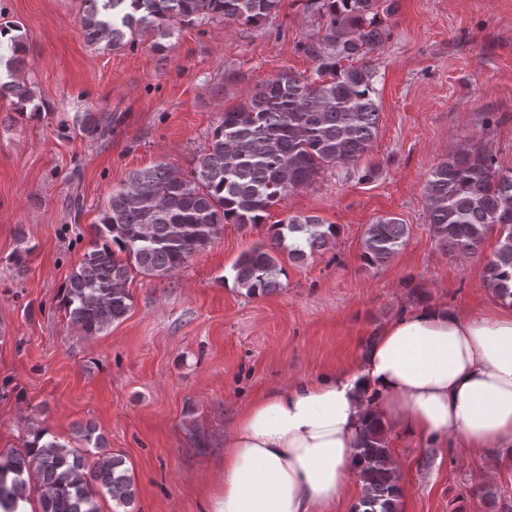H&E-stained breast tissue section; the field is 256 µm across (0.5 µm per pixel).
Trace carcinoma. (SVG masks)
<instances>
[{"label":"carcinoma","instance_id":"obj_1","mask_svg":"<svg viewBox=\"0 0 512 512\" xmlns=\"http://www.w3.org/2000/svg\"><path fill=\"white\" fill-rule=\"evenodd\" d=\"M80 24L87 41L110 49L127 36L174 35L177 26L222 16L261 26L277 16L281 0H83ZM325 17L319 45L307 52L317 78L308 82L290 70L262 82L235 108L224 112L205 147L183 176L167 163L134 170L113 188L96 227L97 239L69 276L66 314L83 333L95 335L123 320L131 307V271L165 278L211 245L226 224L253 228L293 191L312 186L326 170H353L367 181L376 167L360 161L377 137L378 105L369 68L342 65L363 59L384 42L379 14L396 11L395 0H307ZM0 99L23 115L34 92L21 75L23 45L11 39ZM109 112H79L75 125L89 137L112 132ZM429 230L439 247L456 257L477 255L488 234L498 247L483 279L501 299H512V170L500 169L479 145L463 148L430 171L425 187ZM267 241L243 252L233 265L234 282L248 295L270 293L285 273L280 256L292 262L332 246L336 224L291 215L266 228ZM410 227L396 217H378L364 231L360 259L367 268L387 263L409 240ZM33 429L20 449L0 453V512H18L37 495L39 512H100L108 495L130 512L136 489L125 461L105 450L91 423L74 434L82 447L51 437L36 446ZM356 455L362 496L352 512H398L397 469L389 464L387 430L367 419Z\"/></svg>","mask_w":512,"mask_h":512}]
</instances>
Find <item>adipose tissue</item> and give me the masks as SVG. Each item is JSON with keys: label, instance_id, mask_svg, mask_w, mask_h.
<instances>
[{"label": "adipose tissue", "instance_id": "obj_1", "mask_svg": "<svg viewBox=\"0 0 512 512\" xmlns=\"http://www.w3.org/2000/svg\"><path fill=\"white\" fill-rule=\"evenodd\" d=\"M371 414L406 440H456L495 475L512 447V304L404 312L356 364L255 397L224 435L210 512H337Z\"/></svg>", "mask_w": 512, "mask_h": 512}]
</instances>
